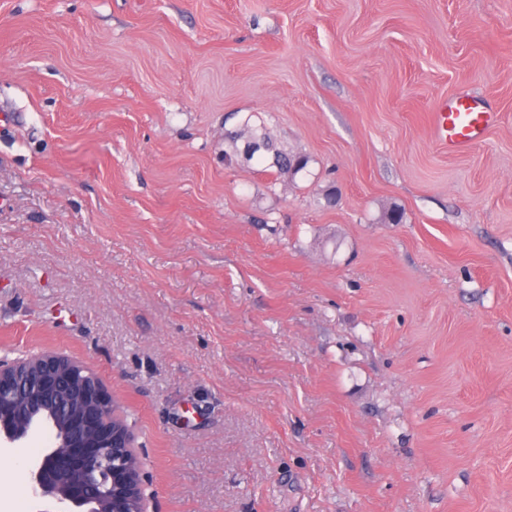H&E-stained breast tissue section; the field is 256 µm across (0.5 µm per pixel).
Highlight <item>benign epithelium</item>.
Masks as SVG:
<instances>
[{"instance_id":"7a95c632","label":"benign epithelium","mask_w":512,"mask_h":512,"mask_svg":"<svg viewBox=\"0 0 512 512\" xmlns=\"http://www.w3.org/2000/svg\"><path fill=\"white\" fill-rule=\"evenodd\" d=\"M49 428L54 445L30 463L37 512H147L140 461L103 381L51 350L0 359V449Z\"/></svg>"}]
</instances>
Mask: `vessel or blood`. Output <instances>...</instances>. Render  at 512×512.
<instances>
[{"label":"vessel or blood","instance_id":"b4317fda","mask_svg":"<svg viewBox=\"0 0 512 512\" xmlns=\"http://www.w3.org/2000/svg\"><path fill=\"white\" fill-rule=\"evenodd\" d=\"M494 113L484 111L474 97L461 94L442 104L435 114L439 140L452 150H463L483 140Z\"/></svg>","mask_w":512,"mask_h":512}]
</instances>
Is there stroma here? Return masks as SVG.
I'll list each match as a JSON object with an SVG mask.
<instances>
[{"mask_svg":"<svg viewBox=\"0 0 512 512\" xmlns=\"http://www.w3.org/2000/svg\"><path fill=\"white\" fill-rule=\"evenodd\" d=\"M245 122L307 169L225 158ZM40 349L149 512H512V0H0V357ZM494 113L484 111L469 94L452 97L435 113L437 136L448 149H467L483 140L493 124Z\"/></svg>","mask_w":512,"mask_h":512,"instance_id":"obj_1","label":"stroma"}]
</instances>
